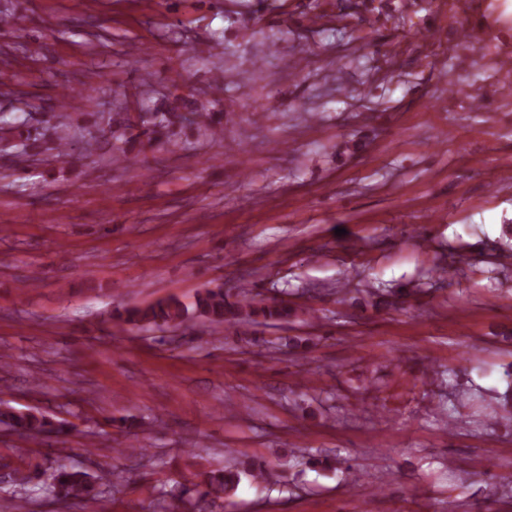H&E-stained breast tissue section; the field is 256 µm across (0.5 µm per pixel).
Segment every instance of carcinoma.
I'll use <instances>...</instances> for the list:
<instances>
[{
    "instance_id": "cac0c4a2",
    "label": "carcinoma",
    "mask_w": 512,
    "mask_h": 512,
    "mask_svg": "<svg viewBox=\"0 0 512 512\" xmlns=\"http://www.w3.org/2000/svg\"><path fill=\"white\" fill-rule=\"evenodd\" d=\"M286 316L288 307L281 303H263L253 298L231 301L220 287L201 291L190 308L177 300H166L148 307H125L119 313L124 322L134 327L159 323L180 326L193 318H204L219 326H238L254 322L259 317L265 320H279ZM0 426L30 440H40L50 435L60 437L74 429V425L66 420H56L34 410L17 411L8 405L0 407ZM265 471L266 466L263 463H255L250 467L227 468L218 474L207 476L201 482L182 483L170 490V496L178 512L182 505L193 499L227 500L238 487L242 477H249L258 483L264 479ZM35 480L52 500L59 503L94 500L100 494L94 478L88 473L69 468L59 462L48 474L38 465L28 467L26 473L15 472L12 478L14 490L0 506L6 510L26 509V493L29 485Z\"/></svg>"
}]
</instances>
